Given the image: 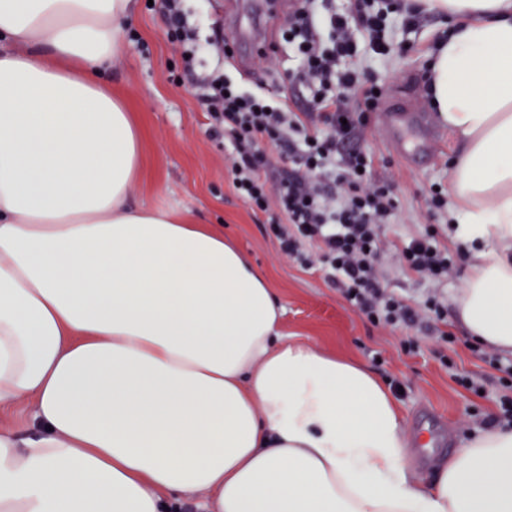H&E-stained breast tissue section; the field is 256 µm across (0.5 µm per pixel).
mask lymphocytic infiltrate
I'll return each instance as SVG.
<instances>
[{
	"instance_id": "lymphocytic-infiltrate-1",
	"label": "lymphocytic infiltrate",
	"mask_w": 512,
	"mask_h": 512,
	"mask_svg": "<svg viewBox=\"0 0 512 512\" xmlns=\"http://www.w3.org/2000/svg\"><path fill=\"white\" fill-rule=\"evenodd\" d=\"M313 4L297 0L282 27L302 56V81L314 87L313 112L285 111L265 92L228 78L220 61L194 78L213 133L224 137L232 185L266 215L283 255L304 269L322 265L328 283L373 325L408 329L424 323L446 348L441 361L455 381L473 388V376L456 371L451 352L458 339L445 327L442 297L433 292L415 302L385 283L384 226L396 200L388 181L372 178L373 158L355 143L358 113L373 110L379 96L367 87L365 74L339 67L357 52L355 29L368 33L373 48L383 46L385 12L373 10L371 0H354L350 15L324 20ZM159 7L170 21V39L184 48L185 68H192L205 45L188 25L181 0H159ZM439 236L426 228L399 252L408 271L436 283L453 265Z\"/></svg>"
}]
</instances>
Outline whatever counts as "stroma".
Returning a JSON list of instances; mask_svg holds the SVG:
<instances>
[{
    "mask_svg": "<svg viewBox=\"0 0 512 512\" xmlns=\"http://www.w3.org/2000/svg\"><path fill=\"white\" fill-rule=\"evenodd\" d=\"M290 9L288 0H183L182 10L201 37L219 31L233 55L229 70L248 87L263 86L282 96L285 109L309 107L311 96L302 85L289 86V73L298 70L296 50L278 30ZM262 13V39L276 52V69L252 57L239 38L246 14ZM134 30L127 53L116 61L108 79L115 95L123 97L143 134L142 163L131 199L149 206H172L197 224H220L224 234L239 243L253 265L269 280L285 308L280 332L328 351L356 359L383 383L397 382V401L405 429L414 443V468L429 480L437 460L447 458L455 440L482 428L498 414L505 389L494 370H487L482 393L454 382L440 362V348L425 338L417 353L400 349L402 331L372 325L355 312L324 279L322 272L304 270L284 258L277 241L268 235L263 215L254 213L230 183L224 145L212 137L208 121L183 75L181 49L167 35L168 21L149 9L147 0H134L127 22ZM439 33L437 18L419 27H406L399 15L387 22V37L396 50L373 54L366 38H359L356 67L372 71L383 85L379 110L372 114L360 147L374 159L373 177L391 180L397 216L385 229L393 249L402 247L426 225L447 224L448 216L431 207L433 189H447L448 162L456 145L441 127L424 81L431 43ZM417 108L434 125L438 142L430 163L407 165L387 141L382 113L388 107Z\"/></svg>",
    "mask_w": 512,
    "mask_h": 512,
    "instance_id": "stroma-1",
    "label": "stroma"
}]
</instances>
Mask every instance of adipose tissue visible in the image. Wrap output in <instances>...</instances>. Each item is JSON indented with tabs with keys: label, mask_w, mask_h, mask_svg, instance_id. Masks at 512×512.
<instances>
[{
	"label": "adipose tissue",
	"mask_w": 512,
	"mask_h": 512,
	"mask_svg": "<svg viewBox=\"0 0 512 512\" xmlns=\"http://www.w3.org/2000/svg\"><path fill=\"white\" fill-rule=\"evenodd\" d=\"M133 0H0V512H512V424L425 483L355 359L283 340L269 281L219 224L129 201L142 134L104 78ZM447 21L432 104L457 148L454 298L512 353V0Z\"/></svg>",
	"instance_id": "ef3b65f1"
}]
</instances>
